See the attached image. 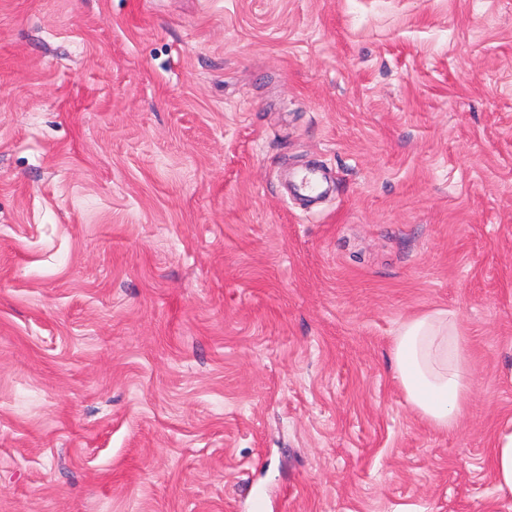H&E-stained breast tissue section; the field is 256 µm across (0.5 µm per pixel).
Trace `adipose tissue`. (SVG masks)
Instances as JSON below:
<instances>
[{"mask_svg": "<svg viewBox=\"0 0 512 512\" xmlns=\"http://www.w3.org/2000/svg\"><path fill=\"white\" fill-rule=\"evenodd\" d=\"M395 377L407 402L433 428L458 426L472 376L467 341L447 311L404 323L393 340Z\"/></svg>", "mask_w": 512, "mask_h": 512, "instance_id": "obj_1", "label": "adipose tissue"}]
</instances>
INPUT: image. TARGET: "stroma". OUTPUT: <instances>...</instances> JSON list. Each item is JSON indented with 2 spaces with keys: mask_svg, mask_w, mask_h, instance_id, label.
Segmentation results:
<instances>
[{
  "mask_svg": "<svg viewBox=\"0 0 512 512\" xmlns=\"http://www.w3.org/2000/svg\"><path fill=\"white\" fill-rule=\"evenodd\" d=\"M510 425L512 0H0V512H512ZM392 360L413 409L437 430L456 429L472 376L466 337L448 311L435 310L404 323L393 340ZM493 448L492 464L498 490L504 499H512V430Z\"/></svg>",
  "mask_w": 512,
  "mask_h": 512,
  "instance_id": "stroma-1",
  "label": "stroma"
}]
</instances>
